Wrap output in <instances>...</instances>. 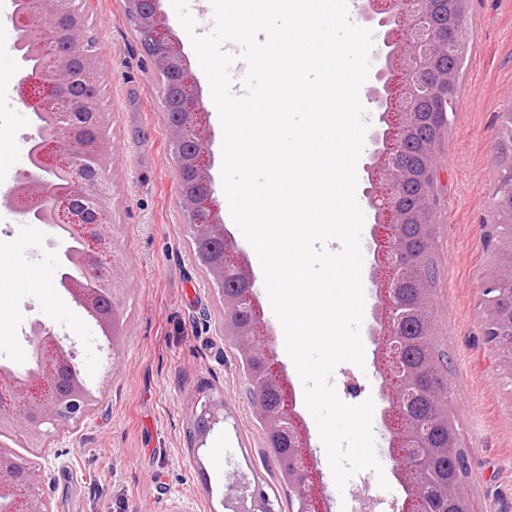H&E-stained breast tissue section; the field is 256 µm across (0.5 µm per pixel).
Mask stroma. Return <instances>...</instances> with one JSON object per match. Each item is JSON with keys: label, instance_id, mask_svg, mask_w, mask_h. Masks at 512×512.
I'll use <instances>...</instances> for the list:
<instances>
[{"label": "stroma", "instance_id": "1", "mask_svg": "<svg viewBox=\"0 0 512 512\" xmlns=\"http://www.w3.org/2000/svg\"><path fill=\"white\" fill-rule=\"evenodd\" d=\"M159 11L186 58L206 114L219 218L255 277H262L223 192L222 128L208 80L170 0H159ZM85 13L87 33L99 48L101 101L112 145V223L130 294L123 353L116 362L95 321L56 286L47 229L19 222L18 211L0 207V246L13 268L1 279L0 307L9 312L10 339L0 349V362L25 368L32 359L29 326L42 320L55 335L69 336L97 398L79 426L42 449V491L53 512H242L246 488L257 484L287 506L289 490L266 453L237 352L220 333V296L192 257L161 75L127 20L125 0H87ZM466 13L474 42L462 97L448 135L435 149L437 277L429 311L450 409L470 461L463 490L473 512H512V374L498 367L495 352L482 340L481 294L492 262L483 241L496 176L497 115L512 101V0H467ZM13 42V30H0V68L7 71L0 77V194L23 174L18 157L35 132L15 106L14 76L23 65ZM48 292L56 298L51 309L44 299ZM257 297L307 426L328 512H352L366 490L387 501L399 498L397 483L380 488L369 470L337 489L265 287H258ZM333 383L342 401L357 405L375 397L378 377L373 362L361 368L344 362ZM218 393L228 420L204 447L191 448L193 411L199 400Z\"/></svg>", "mask_w": 512, "mask_h": 512}]
</instances>
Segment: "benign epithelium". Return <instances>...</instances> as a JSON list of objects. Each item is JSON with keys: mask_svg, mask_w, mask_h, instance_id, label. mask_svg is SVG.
Instances as JSON below:
<instances>
[{"mask_svg": "<svg viewBox=\"0 0 512 512\" xmlns=\"http://www.w3.org/2000/svg\"><path fill=\"white\" fill-rule=\"evenodd\" d=\"M158 0H126V16L139 34L140 42L164 76L178 78L183 95L185 121L170 127V150L179 169L195 177L206 192L184 196L185 222L191 241L214 238L227 246L224 262L207 272L221 293L224 321L221 332L242 353L254 346L270 344L260 319L252 330L241 329L232 312L243 304L256 307L255 291L246 289L239 298L224 295V272L232 269L250 283L253 274L244 269L240 251L229 247L224 228L217 225L209 170L212 164L206 126L197 125L199 111L197 89L185 57L176 48L169 27L163 21ZM434 0H370L365 13L367 22L389 27L378 53L376 79L382 86L372 89V99L382 110L383 131H376L377 145L371 165V206L376 211L373 227L372 281L378 303L373 309V323L368 339L374 346L373 361L380 378L379 418L386 432L389 457L396 461L393 476L405 497L396 512H427L424 492L426 462L432 453L418 425L407 414L417 380L406 370L401 358L400 320L397 284L412 262L395 239L399 224L418 220L416 212L401 210L395 199L396 186L415 177L401 160V146L409 137L418 116L421 98L435 99L454 81V73L439 72L438 59L448 53V41L436 36L431 24ZM85 0H27V7L14 8L15 26L23 40L16 41L19 57L41 60L40 68L27 74L21 85L27 87L28 108L47 118L29 138V165L24 178L36 190L24 194L13 189V204L24 211L29 223L63 226L82 247L64 249L61 239L51 235L46 245L57 251V284L76 294L96 322L111 331L109 347L120 343L119 306L127 302L128 288L119 274L122 260L117 254L112 225L106 222L108 201L112 194L106 171L110 163L106 124L96 92L78 96L73 88L97 86L95 43L82 37L85 28ZM68 17L72 35L85 46L84 62L73 69L67 66L56 44L55 22ZM504 276L491 268L482 285V297L489 316L484 323V337L491 347L498 342L494 312ZM28 340L36 346L35 367L19 372L0 365V434L18 432L30 448H44L48 440L67 424L80 422L90 411L95 396L76 376L62 379L61 369L76 366V352L41 321L30 329ZM284 366L268 358L265 377L256 381L247 398L261 422L273 433L288 438L293 454L284 481L297 493L295 512H324L317 472L308 455L306 429L295 413L293 401L284 413L269 417L264 411L262 386H281ZM200 431L193 433V446L206 445L216 425L227 420L224 395H209L193 414ZM42 469L0 444V509L4 512H51L42 489ZM255 512H274V503L260 485L251 493Z\"/></svg>", "mask_w": 512, "mask_h": 512, "instance_id": "7a95c632", "label": "benign epithelium"}]
</instances>
